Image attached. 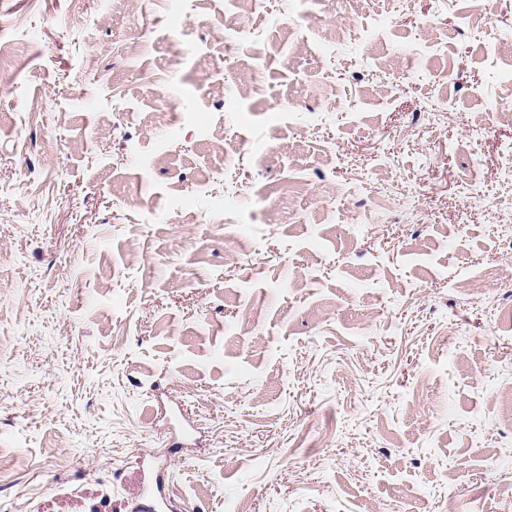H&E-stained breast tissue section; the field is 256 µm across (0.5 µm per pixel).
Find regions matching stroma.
Returning a JSON list of instances; mask_svg holds the SVG:
<instances>
[{"mask_svg":"<svg viewBox=\"0 0 512 512\" xmlns=\"http://www.w3.org/2000/svg\"><path fill=\"white\" fill-rule=\"evenodd\" d=\"M0 512H512V0H0ZM162 469L157 468L154 477H152L144 488V500L146 510L151 512H165L168 509L166 499L159 493L158 479Z\"/></svg>","mask_w":512,"mask_h":512,"instance_id":"obj_1","label":"stroma"}]
</instances>
